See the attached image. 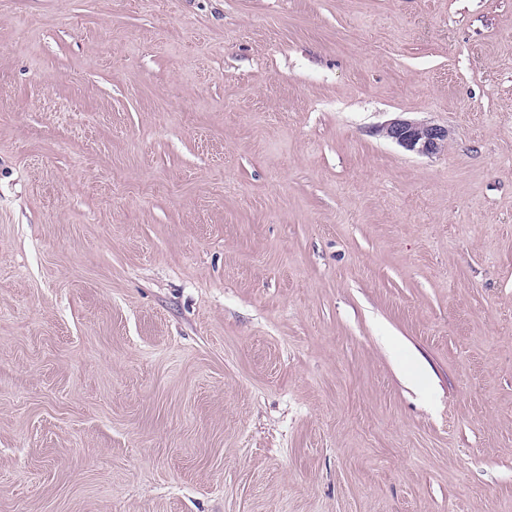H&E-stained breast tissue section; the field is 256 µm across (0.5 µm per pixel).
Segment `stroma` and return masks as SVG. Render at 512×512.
<instances>
[{"mask_svg": "<svg viewBox=\"0 0 512 512\" xmlns=\"http://www.w3.org/2000/svg\"><path fill=\"white\" fill-rule=\"evenodd\" d=\"M0 512H512V0H0ZM380 131L384 137L419 155L435 154L448 142V129L406 118L393 119Z\"/></svg>", "mask_w": 512, "mask_h": 512, "instance_id": "obj_1", "label": "stroma"}]
</instances>
